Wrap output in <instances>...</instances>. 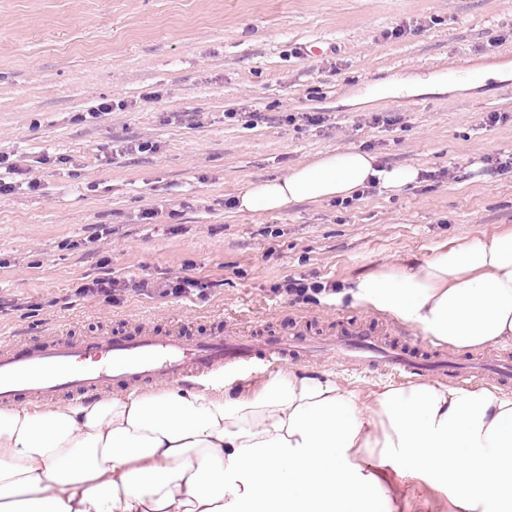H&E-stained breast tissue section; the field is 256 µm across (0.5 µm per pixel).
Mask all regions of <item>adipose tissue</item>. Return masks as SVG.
<instances>
[{
	"mask_svg": "<svg viewBox=\"0 0 512 512\" xmlns=\"http://www.w3.org/2000/svg\"><path fill=\"white\" fill-rule=\"evenodd\" d=\"M355 148L248 184L240 210L413 187ZM456 349L512 346V230L323 292ZM512 512V394L420 380L364 395L325 370L0 412V512Z\"/></svg>",
	"mask_w": 512,
	"mask_h": 512,
	"instance_id": "obj_1",
	"label": "adipose tissue"
}]
</instances>
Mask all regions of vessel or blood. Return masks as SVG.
Wrapping results in <instances>:
<instances>
[{"label":"vessel or blood","instance_id":"obj_1","mask_svg":"<svg viewBox=\"0 0 512 512\" xmlns=\"http://www.w3.org/2000/svg\"><path fill=\"white\" fill-rule=\"evenodd\" d=\"M322 354L335 356L347 370L362 375L390 374L403 381L450 372L462 386L488 377L504 386L512 384L510 357L493 355L458 366L444 357L430 359L405 345L382 342L359 328L327 339L273 336L261 343L237 333L191 339L143 332L103 340L53 339L24 357L0 350V408L99 394L119 382L202 380L227 365L256 362L274 367L289 358L310 361Z\"/></svg>","mask_w":512,"mask_h":512}]
</instances>
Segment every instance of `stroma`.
<instances>
[{"label": "stroma", "mask_w": 512, "mask_h": 512, "mask_svg": "<svg viewBox=\"0 0 512 512\" xmlns=\"http://www.w3.org/2000/svg\"><path fill=\"white\" fill-rule=\"evenodd\" d=\"M468 63L495 78L438 83ZM394 79L416 87L371 96ZM105 98L124 110L91 115ZM349 148L424 176L347 205H232L249 183ZM0 154L40 182L0 199L10 348L141 327L261 340L302 323L325 337L357 322L427 350L389 316L277 288L342 285L512 229V167L484 164L512 158V0H0ZM175 272L203 290L158 294ZM107 273L114 298L83 294Z\"/></svg>", "instance_id": "stroma-1"}]
</instances>
